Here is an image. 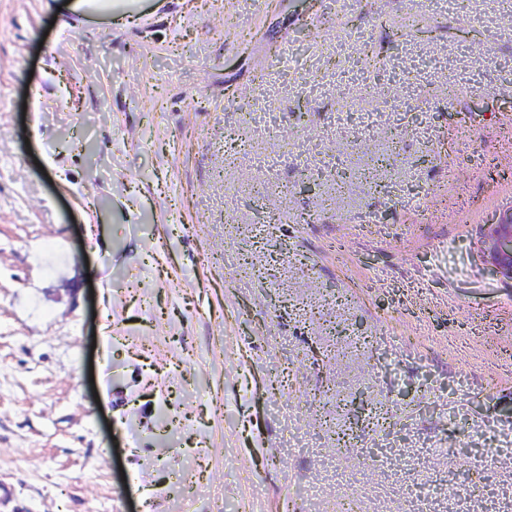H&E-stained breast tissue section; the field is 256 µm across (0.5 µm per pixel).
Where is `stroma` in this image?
<instances>
[{
  "label": "stroma",
  "instance_id": "35a3bbf8",
  "mask_svg": "<svg viewBox=\"0 0 512 512\" xmlns=\"http://www.w3.org/2000/svg\"><path fill=\"white\" fill-rule=\"evenodd\" d=\"M71 11L0 0V512H180L179 477L200 481L194 512H253L258 491L263 512H337L340 487L296 488L344 430L351 454L398 458L364 472L386 512L432 477L442 512H512V443L467 466L512 434V281L478 248L512 204V28L359 0L382 95L345 101L327 67L278 60L333 53L336 0H259L247 41L224 27L238 0L76 29ZM410 13L426 31L399 36ZM261 105L276 131L254 152L326 139L345 184L297 195L313 155L256 201L251 155L224 142ZM284 381L306 409L291 451ZM359 392L386 422L347 413Z\"/></svg>",
  "mask_w": 512,
  "mask_h": 512
}]
</instances>
